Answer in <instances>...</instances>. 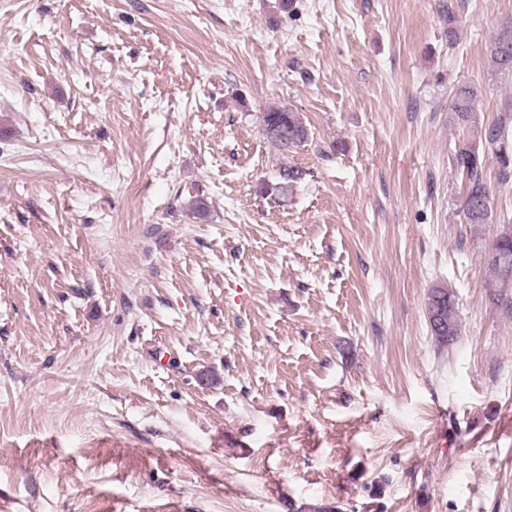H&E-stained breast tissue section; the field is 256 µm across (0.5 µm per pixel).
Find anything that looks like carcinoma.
<instances>
[{
  "label": "carcinoma",
  "mask_w": 512,
  "mask_h": 512,
  "mask_svg": "<svg viewBox=\"0 0 512 512\" xmlns=\"http://www.w3.org/2000/svg\"><path fill=\"white\" fill-rule=\"evenodd\" d=\"M462 3L459 0H448L443 13L448 17V41L457 39L458 11ZM491 72L500 78L512 79V22L501 25L490 40L487 49ZM482 97V86L475 82H460L450 91L448 111L452 112L458 125L468 129V138L455 146L452 161L461 173L464 181L460 196L459 209L464 223L472 226L498 224L499 239L497 249L499 258L487 263L494 275L493 299L512 309V218L498 217L494 212L493 196L487 180V155L495 158L497 181L500 184L512 183V102L504 105L496 119L477 125L474 118L476 102ZM262 121L267 125L282 128V134L269 139V142L281 155L286 156L308 144L311 138L310 129L299 113L293 109L272 104L262 113ZM456 305L453 293L448 288L437 286L427 295L426 311L433 313L438 309L449 314L445 326L430 330L432 338L441 347L457 342L461 334L460 316L452 310ZM289 512H343L339 504L325 502H302L288 504Z\"/></svg>",
  "instance_id": "cac0c4a2"
}]
</instances>
